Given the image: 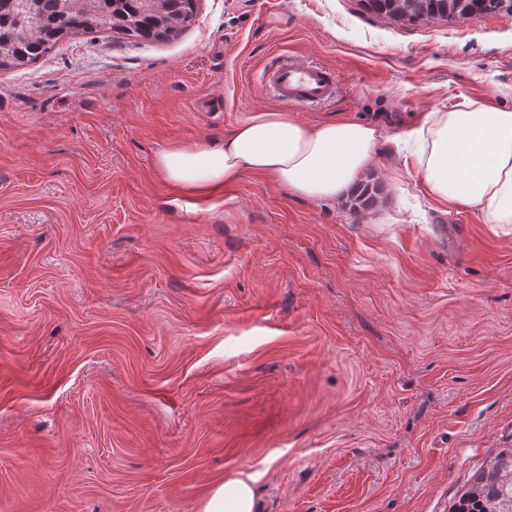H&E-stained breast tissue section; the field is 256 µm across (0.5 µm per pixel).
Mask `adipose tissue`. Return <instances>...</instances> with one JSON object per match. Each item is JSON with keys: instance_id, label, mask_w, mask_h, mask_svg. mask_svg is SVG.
Here are the masks:
<instances>
[{"instance_id": "adipose-tissue-1", "label": "adipose tissue", "mask_w": 512, "mask_h": 512, "mask_svg": "<svg viewBox=\"0 0 512 512\" xmlns=\"http://www.w3.org/2000/svg\"><path fill=\"white\" fill-rule=\"evenodd\" d=\"M379 136L368 121L310 123L285 109L262 110L235 124L223 145H176L158 154L157 166L191 190L229 185L248 172L308 199H331L372 161ZM419 136L417 171L431 198L466 204L488 223L512 228V110L467 101L431 113ZM200 512H260L252 477L215 484Z\"/></svg>"}]
</instances>
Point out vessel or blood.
<instances>
[{
  "label": "vessel or blood",
  "instance_id": "b4317fda",
  "mask_svg": "<svg viewBox=\"0 0 512 512\" xmlns=\"http://www.w3.org/2000/svg\"><path fill=\"white\" fill-rule=\"evenodd\" d=\"M268 84L283 102L313 105L332 98L337 76L330 68L291 56L269 73Z\"/></svg>",
  "mask_w": 512,
  "mask_h": 512
}]
</instances>
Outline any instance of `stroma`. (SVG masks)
I'll list each match as a JSON object with an SVG mask.
<instances>
[{
    "instance_id": "35a3bbf8",
    "label": "stroma",
    "mask_w": 512,
    "mask_h": 512,
    "mask_svg": "<svg viewBox=\"0 0 512 512\" xmlns=\"http://www.w3.org/2000/svg\"><path fill=\"white\" fill-rule=\"evenodd\" d=\"M195 13L0 71V512H199L237 474L263 512H452L512 447V230L431 203L405 135L512 109V16ZM282 53L333 68L335 96L267 92ZM282 107L378 123L355 188L198 193L156 166Z\"/></svg>"
}]
</instances>
